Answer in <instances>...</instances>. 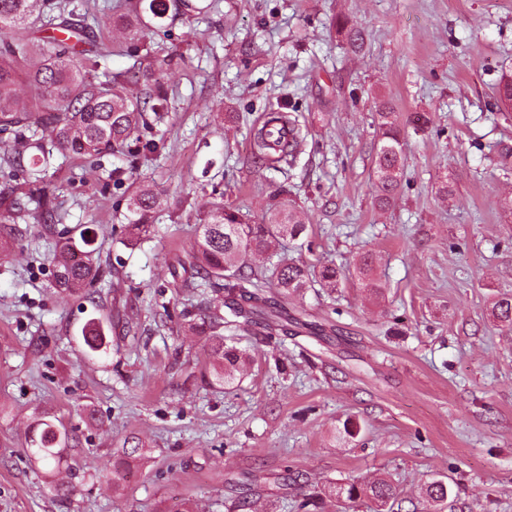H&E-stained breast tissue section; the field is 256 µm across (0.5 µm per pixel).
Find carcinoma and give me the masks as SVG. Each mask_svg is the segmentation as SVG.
<instances>
[{"label":"carcinoma","instance_id":"1","mask_svg":"<svg viewBox=\"0 0 512 512\" xmlns=\"http://www.w3.org/2000/svg\"><path fill=\"white\" fill-rule=\"evenodd\" d=\"M205 12L197 0H131L127 11L113 20L129 40L141 44L139 56L128 74L110 73L106 59L112 55L110 41L102 40L89 48H79L91 32L93 17L90 0H0V134L14 141L5 162L22 173V181L0 192V224H18L30 219L38 224H53L57 213L43 183L54 153L69 157H104L132 146L146 150L156 143L144 133L164 120L168 91L162 80L177 65L175 56L155 55L144 43L153 29L168 19L190 23ZM338 34L353 53L365 44L364 33L346 18L336 22ZM144 81L147 91L135 89ZM32 89L21 94V84ZM498 100L512 102V73H503L497 86ZM290 140L271 137L259 129L257 146L261 158L274 163H293L301 143L299 128L288 122ZM380 146L373 162L376 197L386 205L402 184L404 153L400 140L399 113L393 100L380 101L377 112ZM162 205L160 194L150 185L132 189L128 203L127 245L136 246L150 233L154 213ZM89 228L79 234L70 230L58 233L53 254L54 286L63 292L77 293L98 276L99 259ZM308 225L294 208L278 211L266 224H248L238 211L214 203L206 211L191 253L169 268L175 288L196 290L208 286L221 297L203 298L200 304L210 314L190 324V328L210 342L209 384L228 385L249 361L244 350L224 343V325L249 328L275 309L276 302L266 297L261 283L268 281L286 296L301 292L316 282L324 288L337 287L344 270L324 264L318 270L294 262L281 261L269 268H255L252 258L266 254L281 239H298L307 234ZM355 272L365 287L377 288L372 258L360 257ZM492 318L512 330V297L493 303ZM112 323L92 318L82 327L84 345L101 352L109 345ZM73 447V438L53 421L41 416L33 422L27 451L43 462L44 478L57 496L69 497L71 488L59 478L63 452ZM144 445L131 436L122 444L119 464L138 461ZM328 493L348 501L362 496L377 507L396 496L394 484L386 479L361 485L355 481L334 485ZM425 497L433 512L448 498V485L430 482Z\"/></svg>","mask_w":512,"mask_h":512}]
</instances>
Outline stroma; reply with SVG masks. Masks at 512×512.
I'll return each mask as SVG.
<instances>
[{"mask_svg":"<svg viewBox=\"0 0 512 512\" xmlns=\"http://www.w3.org/2000/svg\"><path fill=\"white\" fill-rule=\"evenodd\" d=\"M194 27L154 31L184 55L166 77L169 112L154 152L131 160L56 157L46 173L60 224H20L0 260V512H375L327 486L385 476L394 512H428L422 489L451 488L442 512H512V331L492 319L512 296V222L501 204L512 174V110L497 82L512 70V0H212ZM365 31L351 53L334 20ZM404 125L402 187L380 208L370 178L380 99ZM290 115L303 141L293 165L259 161L267 113ZM123 173L114 185L113 170ZM453 196L439 193L441 177ZM164 203L149 238L127 248L119 218L128 187ZM222 201L254 224L280 208L304 212L308 246L289 260L350 265L375 255L378 291L348 275L336 290L289 297V316L323 335L234 329L226 344L251 361L222 388L202 378L204 337L190 330L197 300L169 266L193 246L198 209ZM97 232L104 272L87 293L55 288L49 259L60 228ZM112 320L108 351L87 352L82 326ZM99 418L88 425L82 409ZM46 415L79 445L57 498L25 448ZM356 422L357 435L345 433ZM128 436L146 458L107 477ZM299 474L280 488L275 474Z\"/></svg>","mask_w":512,"mask_h":512,"instance_id":"stroma-1","label":"stroma"}]
</instances>
